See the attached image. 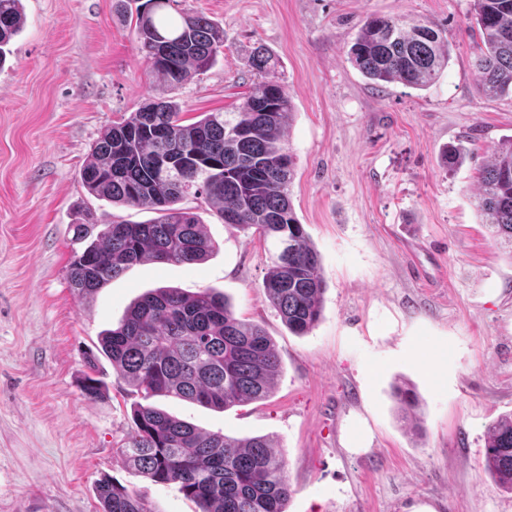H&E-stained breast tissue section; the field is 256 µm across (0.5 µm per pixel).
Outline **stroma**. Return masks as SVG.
Listing matches in <instances>:
<instances>
[{
    "mask_svg": "<svg viewBox=\"0 0 512 512\" xmlns=\"http://www.w3.org/2000/svg\"><path fill=\"white\" fill-rule=\"evenodd\" d=\"M26 22L0 67V512H101L109 478L148 512H197L120 449L140 396L100 360L103 397L82 393L87 355L129 306L163 286L224 294L282 361L265 399L223 411L155 403L208 432L266 436L285 454L286 512H512L484 468L486 431L512 414V257L476 209L478 164L512 138V95L484 97L473 0H175L224 29L208 70L173 87L147 74L119 0H22ZM383 16L444 29L451 58L426 89L375 86L347 51ZM264 46L294 106V211L317 250L322 313L290 332L262 288L270 246L198 214L216 251L193 265L141 262L87 298L67 270L72 222L143 223L151 212L90 195L79 172L102 131L146 98L189 116L229 111ZM474 158L448 169L455 144ZM420 406L405 415L397 388Z\"/></svg>",
    "mask_w": 512,
    "mask_h": 512,
    "instance_id": "1",
    "label": "stroma"
}]
</instances>
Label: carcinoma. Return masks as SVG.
Returning a JSON list of instances; mask_svg holds the SVG:
<instances>
[{"instance_id":"cac0c4a2","label":"carcinoma","mask_w":512,"mask_h":512,"mask_svg":"<svg viewBox=\"0 0 512 512\" xmlns=\"http://www.w3.org/2000/svg\"><path fill=\"white\" fill-rule=\"evenodd\" d=\"M175 0H145L126 17L137 56L172 86L209 69L224 47V29L201 13L167 14ZM483 43L475 63L488 98L512 93V0H473ZM24 25L22 0H0V66ZM351 64L376 85L424 89L448 67L449 45L439 26H410L370 16L348 50ZM261 82L233 112H202L185 123L174 100H148L104 129L80 172L89 194L114 205L146 209L147 223L96 224L77 212L68 279L76 294H94L130 266L152 261L197 264L215 249L198 215L180 207L202 198L224 223L253 228L274 253L263 288L288 330L303 335L318 323L324 289L320 258L290 200L295 160L283 146L293 104L262 46L251 54ZM476 208L481 223L512 257V139L492 150L480 170ZM89 354L82 386L89 399L103 391L93 376L99 356L145 404L122 453L156 484H175L199 512H286V459L265 436L235 438L207 432L149 403L173 396L212 409L269 396L280 359L262 326L236 317L215 292L189 295L158 288L133 304L121 324L103 333ZM484 466L512 492V416L487 429ZM96 493L102 512H148L138 496L109 478Z\"/></svg>"}]
</instances>
